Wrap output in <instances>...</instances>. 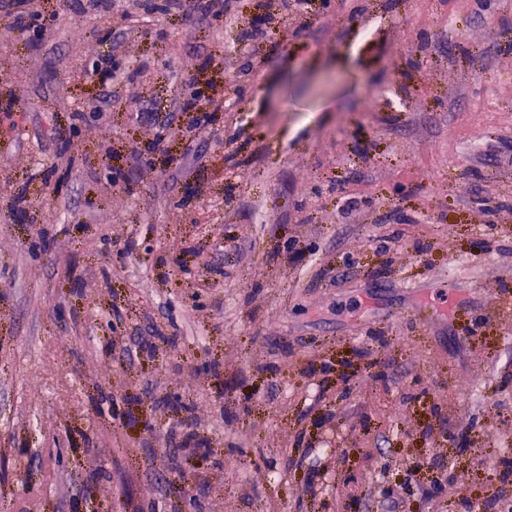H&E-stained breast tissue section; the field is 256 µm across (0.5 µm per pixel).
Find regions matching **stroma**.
<instances>
[{
    "mask_svg": "<svg viewBox=\"0 0 512 512\" xmlns=\"http://www.w3.org/2000/svg\"><path fill=\"white\" fill-rule=\"evenodd\" d=\"M141 2L0 18V512L512 502V0ZM108 65L102 67L100 64L94 68V73L97 74L99 78V83L101 85V96L98 99V110H100L105 104H108L111 100V91L109 88L112 86V81L118 79L117 72L119 71V67L117 64L112 63L110 65V61L105 59Z\"/></svg>",
    "mask_w": 512,
    "mask_h": 512,
    "instance_id": "stroma-1",
    "label": "stroma"
}]
</instances>
